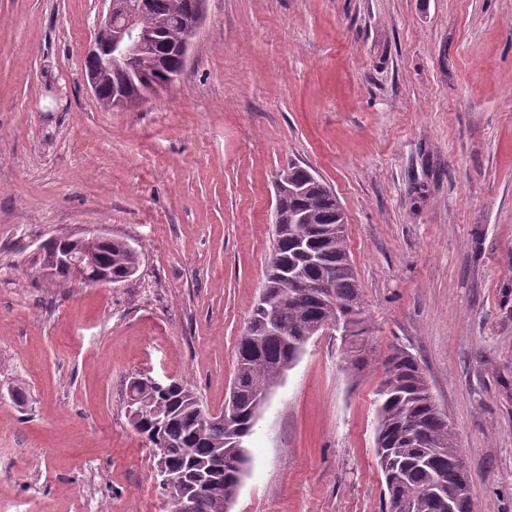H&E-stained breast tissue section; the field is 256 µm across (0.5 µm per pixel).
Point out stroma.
<instances>
[{"label":"stroma","mask_w":512,"mask_h":512,"mask_svg":"<svg viewBox=\"0 0 512 512\" xmlns=\"http://www.w3.org/2000/svg\"><path fill=\"white\" fill-rule=\"evenodd\" d=\"M108 0H0V512H162L135 377L224 407L273 251L275 180L337 196L368 319L312 337L246 440L231 512H382L376 390L406 347L460 438L474 512H512V0H208L178 80L103 109ZM130 280L59 285L92 228ZM100 238H111L112 242H93ZM92 241L91 250L74 249L60 253L54 257H46L44 245L41 246L40 253V274L55 282H62L55 278L56 268L66 266L71 270L70 281L80 282L89 287H103L112 284L122 283L129 280L139 268L140 254L130 242L121 238H114L99 230H90L85 234L73 237L70 242ZM133 248V249H132ZM112 278L100 273H93L98 264Z\"/></svg>","instance_id":"stroma-1"}]
</instances>
